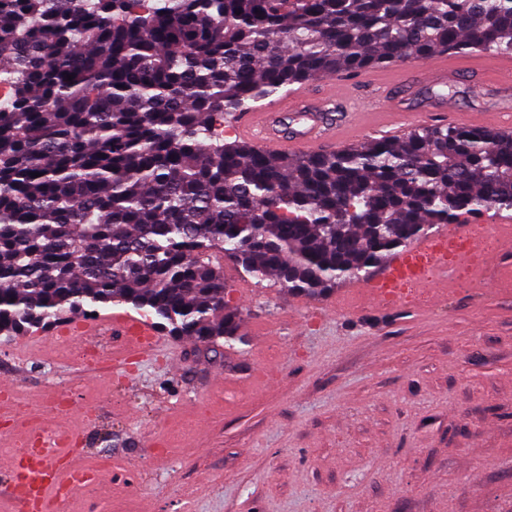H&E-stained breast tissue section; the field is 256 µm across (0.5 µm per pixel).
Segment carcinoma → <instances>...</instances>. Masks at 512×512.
I'll list each match as a JSON object with an SVG mask.
<instances>
[{
	"label": "carcinoma",
	"instance_id": "cac0c4a2",
	"mask_svg": "<svg viewBox=\"0 0 512 512\" xmlns=\"http://www.w3.org/2000/svg\"><path fill=\"white\" fill-rule=\"evenodd\" d=\"M456 49L511 54L512 0H0V336L125 304L233 349L224 261L315 298L511 210L512 136L482 127L224 141L295 84Z\"/></svg>",
	"mask_w": 512,
	"mask_h": 512
}]
</instances>
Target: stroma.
Returning a JSON list of instances; mask_svg holds the SVG:
<instances>
[{"label": "stroma", "instance_id": "stroma-1", "mask_svg": "<svg viewBox=\"0 0 512 512\" xmlns=\"http://www.w3.org/2000/svg\"><path fill=\"white\" fill-rule=\"evenodd\" d=\"M359 84L383 108L411 95L405 129L434 124L424 74ZM458 113L512 125L495 86L463 74L440 87ZM242 314L240 351L168 337L154 359L87 364L39 329L0 337V376L20 412L10 438L38 427L47 395L77 428L85 466L127 487L130 512H512V293L487 280L416 306L334 307L225 263Z\"/></svg>", "mask_w": 512, "mask_h": 512}]
</instances>
